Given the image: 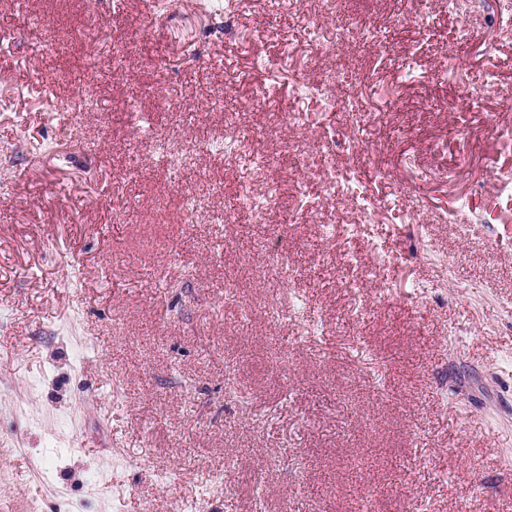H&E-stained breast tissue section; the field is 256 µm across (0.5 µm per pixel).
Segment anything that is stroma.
Returning a JSON list of instances; mask_svg holds the SVG:
<instances>
[{
    "label": "stroma",
    "mask_w": 512,
    "mask_h": 512,
    "mask_svg": "<svg viewBox=\"0 0 512 512\" xmlns=\"http://www.w3.org/2000/svg\"><path fill=\"white\" fill-rule=\"evenodd\" d=\"M508 15L0 0V512H512ZM329 72L349 111L297 91ZM246 185L278 194L259 235Z\"/></svg>",
    "instance_id": "stroma-1"
}]
</instances>
